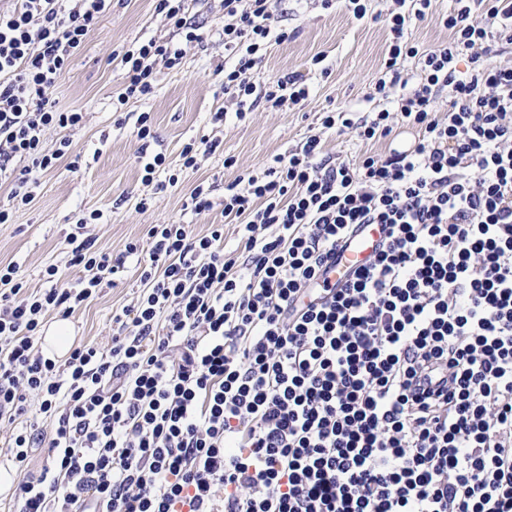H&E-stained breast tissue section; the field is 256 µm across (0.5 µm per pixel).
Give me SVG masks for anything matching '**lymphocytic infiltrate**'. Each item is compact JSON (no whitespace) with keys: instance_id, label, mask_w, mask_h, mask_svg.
Masks as SVG:
<instances>
[{"instance_id":"lymphocytic-infiltrate-1","label":"lymphocytic infiltrate","mask_w":512,"mask_h":512,"mask_svg":"<svg viewBox=\"0 0 512 512\" xmlns=\"http://www.w3.org/2000/svg\"><path fill=\"white\" fill-rule=\"evenodd\" d=\"M0 11V183L33 202L45 131L82 113L49 102L108 0H14ZM392 41L375 96L403 87L413 144L358 161L332 159L321 135L275 157L245 190L228 186L224 227L193 234L153 224L144 289L112 316L132 324L110 344L44 358L48 313L69 317L115 268L93 239L71 250L86 276L64 286L57 266L32 291L0 263V419L23 471L16 512H512V0H455L447 43L408 40L435 0H393ZM224 93L237 116L257 103L302 104L298 72L254 68L287 40L271 0H224ZM415 59L409 81L400 57ZM467 58L469 69L457 63ZM180 67L172 39L134 42L119 58L118 105L154 91L155 60ZM448 112L437 118L440 94ZM390 113L323 128L390 135ZM361 224L385 225L376 254L340 288L319 282ZM36 397V411L27 400ZM47 447L39 473L25 468Z\"/></svg>"}]
</instances>
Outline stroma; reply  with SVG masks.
<instances>
[{"label":"stroma","instance_id":"35a3bbf8","mask_svg":"<svg viewBox=\"0 0 512 512\" xmlns=\"http://www.w3.org/2000/svg\"><path fill=\"white\" fill-rule=\"evenodd\" d=\"M273 6L288 39L269 48L257 72L265 78L304 74L309 96L303 107L262 104L245 118L237 117L217 74L233 62L224 49L223 0H191L189 9L204 37L200 43L171 35L153 0H112L82 51L49 89L52 101L82 112L84 119L76 128L47 130L43 147L51 151L61 139H69L79 167L71 169L63 161L55 169L34 172L35 198L17 209L10 186L0 187V207L13 210L11 222L0 224V261L18 263L29 287L39 288L41 272L51 264L58 266L65 282L85 277L83 268L68 264L71 237L95 239L97 246L111 251L120 262L112 285L103 286L70 318L76 342L104 346L114 336L132 334V327L113 323L112 313L134 305L143 289L140 259L125 246L132 241L147 245L149 225L187 224L199 235L211 225H223L224 249L229 252L237 248L238 239L234 222L224 217L226 187L238 177L261 175L275 156H288L308 135L322 133L328 153L345 159L401 150L413 142L411 130L403 127L396 112L402 88H392L385 100L368 97L389 42L385 17L391 0H368V16L362 21L351 18L341 0L329 6L323 0H273ZM171 36L184 51L180 68L156 65L153 93L115 111L112 98L120 89L121 75L112 59L114 51L135 41ZM319 53L325 56L320 71L311 64ZM336 106L357 118L390 110L393 132L386 139L364 142L352 129L323 130L322 112ZM219 110L225 116L216 125L212 116ZM143 112L153 118L154 137L147 141L136 136V121ZM204 136L218 139L220 146L215 153L199 156L197 169L184 174L180 185L169 186V171L157 174L151 184L143 183L141 154H165L169 170H175L183 145ZM228 157L234 158L233 166H225ZM200 183L209 187L213 207L198 213L187 202ZM145 197L150 206L143 211L139 202ZM95 210L102 211V219L78 228V218Z\"/></svg>","mask_w":512,"mask_h":512}]
</instances>
